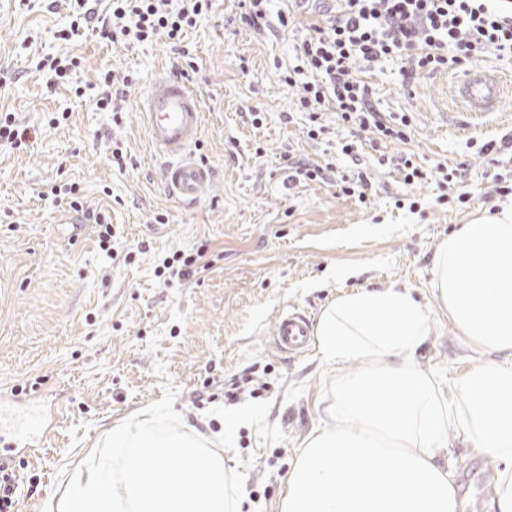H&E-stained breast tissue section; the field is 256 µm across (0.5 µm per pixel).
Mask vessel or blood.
Returning <instances> with one entry per match:
<instances>
[{
    "mask_svg": "<svg viewBox=\"0 0 512 512\" xmlns=\"http://www.w3.org/2000/svg\"><path fill=\"white\" fill-rule=\"evenodd\" d=\"M498 77L474 66L455 76L451 93L466 115L483 118L511 93ZM139 116L156 157L168 193L185 204L198 203L213 179L212 170L192 153L201 136L204 112L198 97L178 77L159 74L138 101ZM276 349L302 354L312 346L311 321L299 311L282 313L273 329Z\"/></svg>",
    "mask_w": 512,
    "mask_h": 512,
    "instance_id": "b4317fda",
    "label": "vessel or blood"
}]
</instances>
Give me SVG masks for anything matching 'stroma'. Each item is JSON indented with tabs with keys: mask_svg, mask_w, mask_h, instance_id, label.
I'll list each match as a JSON object with an SVG mask.
<instances>
[{
	"mask_svg": "<svg viewBox=\"0 0 512 512\" xmlns=\"http://www.w3.org/2000/svg\"><path fill=\"white\" fill-rule=\"evenodd\" d=\"M239 13L238 0H213L187 33L196 60L183 70L163 38L126 48L82 29L59 42L57 30L72 20L69 0H0V72L13 76L0 90V114L36 131L26 147L0 146V458L18 476L16 512H42L63 490L65 464L85 459L112 426L161 399L158 359L179 389L174 408L186 430L221 448L225 469L252 459L243 512H281L291 465L326 425L336 387L319 349H275L274 324L289 309L315 321L344 292L405 287L430 311L416 362L441 391L479 360L434 295L432 259L452 231L507 201L491 176L512 173V155L492 162L476 148L512 132V95L475 125L448 96L451 72L406 85L400 61L390 59L364 74L379 112L412 119L409 141L389 144V154H411L429 171L460 169L462 181L448 193L470 192L469 206L441 205L435 181L404 184L397 169L378 165L369 144L356 157L341 154L351 134L334 113L322 116L330 134L309 139L297 92L282 80L293 33H258L237 23ZM64 51L80 60L77 82L107 72L131 78L118 111L47 83L38 58ZM161 72L183 75L204 107L194 152L213 180L192 208L168 196L136 108ZM63 110L69 120L50 124ZM118 149L121 166L112 161ZM292 158L332 164L335 177L286 188ZM359 171L370 181L363 203L336 182ZM72 182L86 208L106 213L111 252L98 248L94 225L47 196L52 184ZM399 199L414 205L396 207ZM160 214L167 223H155ZM203 242L212 259L205 277L164 285L155 273L161 258ZM36 405L48 433L34 452L24 443ZM442 459L463 512H491L496 462L475 455L453 427Z\"/></svg>",
	"mask_w": 512,
	"mask_h": 512,
	"instance_id": "35a3bbf8",
	"label": "stroma"
}]
</instances>
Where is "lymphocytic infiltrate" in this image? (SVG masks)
Masks as SVG:
<instances>
[{
  "label": "lymphocytic infiltrate",
  "mask_w": 512,
  "mask_h": 512,
  "mask_svg": "<svg viewBox=\"0 0 512 512\" xmlns=\"http://www.w3.org/2000/svg\"><path fill=\"white\" fill-rule=\"evenodd\" d=\"M74 2L71 27L59 31L60 41L82 25L127 47L162 36L188 62L194 51L186 31L212 7V0H110V14L101 16L89 0ZM277 20L280 27L301 28L295 63L283 81L297 88L313 140L327 132L320 121L326 110L367 134L371 145L408 140V115L388 119L376 111L360 78L363 68L398 57L405 61L404 80L411 81L424 71L469 67L491 51L512 57V0H340L302 25L285 11Z\"/></svg>",
  "instance_id": "obj_1"
}]
</instances>
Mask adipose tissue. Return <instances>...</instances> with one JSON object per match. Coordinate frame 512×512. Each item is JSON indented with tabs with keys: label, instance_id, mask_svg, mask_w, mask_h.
I'll return each mask as SVG.
<instances>
[{
	"label": "adipose tissue",
	"instance_id": "obj_1",
	"mask_svg": "<svg viewBox=\"0 0 512 512\" xmlns=\"http://www.w3.org/2000/svg\"><path fill=\"white\" fill-rule=\"evenodd\" d=\"M432 272L449 323L486 361L443 393L414 363L430 314L411 289L336 298L315 329L339 370L336 405L292 464L281 512H463L440 460L452 423L500 466L492 512H512V204L449 235Z\"/></svg>",
	"mask_w": 512,
	"mask_h": 512
}]
</instances>
